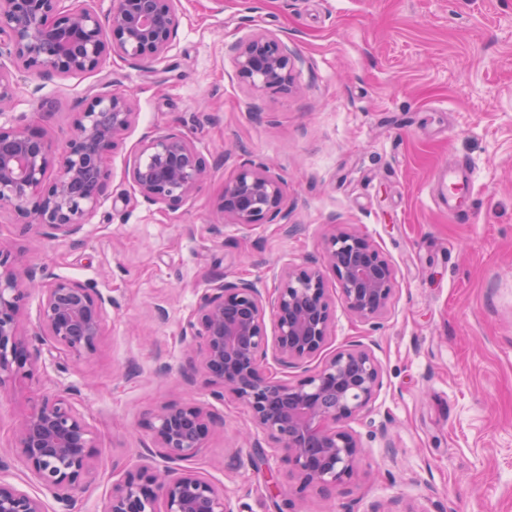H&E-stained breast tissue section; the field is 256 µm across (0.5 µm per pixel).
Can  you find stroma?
I'll use <instances>...</instances> for the list:
<instances>
[{
	"mask_svg": "<svg viewBox=\"0 0 512 512\" xmlns=\"http://www.w3.org/2000/svg\"><path fill=\"white\" fill-rule=\"evenodd\" d=\"M180 25L156 62L108 58L50 79L16 67L0 125L60 145L94 95L131 94L137 123L106 154L107 191L79 240L24 232L0 207V247L45 276L112 297L95 353L59 366L40 337L33 379L0 394V481L62 507L13 450L42 396L73 391L96 434L95 470L71 512H106L113 484L141 461L163 405L212 402L183 336L214 276L261 281L321 261L336 229L366 234L396 269L377 325L346 308L334 275L326 355L360 344L382 386L346 422L362 450L352 478L309 491L307 512H512V0H173ZM258 33L296 59L289 87L258 90L229 47ZM53 108L38 111L40 101ZM176 128L213 167L175 210L139 196L126 167L142 137ZM472 171L470 211L430 195L451 163ZM267 166L288 194L270 224H218L241 168ZM194 470L223 486L232 512H278L298 481L257 448L248 409L228 398Z\"/></svg>",
	"mask_w": 512,
	"mask_h": 512,
	"instance_id": "35a3bbf8",
	"label": "stroma"
}]
</instances>
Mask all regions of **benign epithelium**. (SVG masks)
Here are the masks:
<instances>
[{
    "label": "benign epithelium",
    "instance_id": "obj_1",
    "mask_svg": "<svg viewBox=\"0 0 512 512\" xmlns=\"http://www.w3.org/2000/svg\"><path fill=\"white\" fill-rule=\"evenodd\" d=\"M63 2L7 0L0 10V46L43 77L94 70L111 54L149 64L164 55L179 27L171 0H112L104 20L84 5ZM230 52L239 77L251 87L289 85L294 63L280 38L260 33L232 44ZM15 91L12 74L0 67V106ZM137 117L124 92L93 98L54 171L52 144L23 127L0 126V206H13L30 218L29 229L48 237L80 234L107 188L106 152ZM208 170L194 142L169 129L142 138L128 176L145 202L175 210L197 193ZM285 198L283 183L268 169L244 168L224 183L216 210L232 224H265L282 214ZM324 263L282 268L272 293L256 281L218 277L185 328L212 396L241 401L256 430L297 475L294 512H300L308 488L328 493L351 479L361 443L343 423L368 407L382 385L381 372L371 352L352 344L292 383L267 371L268 353L288 368L325 349L333 321L326 268L347 309L362 322L376 324L395 292L394 267L364 234L333 233ZM32 288L40 292L37 332L60 357L89 358L102 335L106 300L100 293L75 280L39 277L0 249V390L36 371L23 319ZM268 315L276 330L272 338ZM222 421L208 406H162L150 423L145 450L166 463L163 472L148 466L128 472L113 484L107 512H231L224 488L182 466ZM95 448L94 433L69 393L42 397L20 420L14 446L39 484L66 507L93 474ZM0 512L44 510L39 498L0 482Z\"/></svg>",
    "mask_w": 512,
    "mask_h": 512
}]
</instances>
